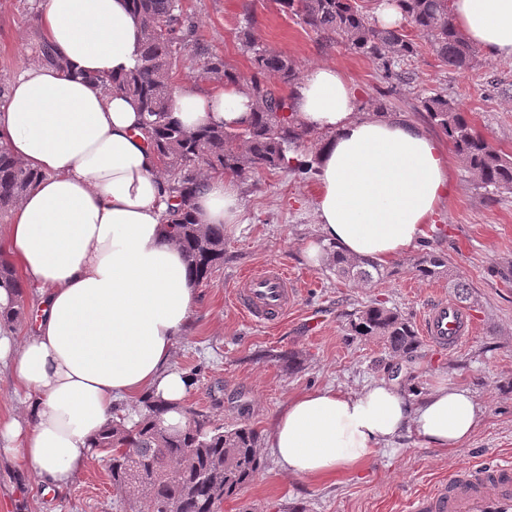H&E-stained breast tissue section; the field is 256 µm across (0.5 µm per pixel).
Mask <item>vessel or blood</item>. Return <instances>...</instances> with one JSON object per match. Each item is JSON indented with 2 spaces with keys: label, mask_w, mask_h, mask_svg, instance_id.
Listing matches in <instances>:
<instances>
[{
  "label": "vessel or blood",
  "mask_w": 512,
  "mask_h": 512,
  "mask_svg": "<svg viewBox=\"0 0 512 512\" xmlns=\"http://www.w3.org/2000/svg\"><path fill=\"white\" fill-rule=\"evenodd\" d=\"M297 296V283L287 270L266 265L240 277L232 302L251 322L272 326L287 314ZM419 327L442 350L458 348L475 332L473 315L445 298L426 306ZM405 512H512V459L492 461L476 474L467 469L450 475L409 500Z\"/></svg>",
  "instance_id": "b4317fda"
}]
</instances>
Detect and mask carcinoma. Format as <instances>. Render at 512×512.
I'll list each match as a JSON object with an SVG mask.
<instances>
[{
  "label": "carcinoma",
  "instance_id": "1",
  "mask_svg": "<svg viewBox=\"0 0 512 512\" xmlns=\"http://www.w3.org/2000/svg\"><path fill=\"white\" fill-rule=\"evenodd\" d=\"M283 11L329 44H343L352 52L377 61L386 84L385 94L410 83L401 63L418 52L408 29L424 37L449 69L466 72L479 64L480 51L453 22L448 0H395L403 22L382 28L357 0H279ZM140 24L142 46L135 67L123 78L99 82L134 98L143 114L144 134L156 153L167 182L170 208L165 231L177 243L186 264L200 280L224 263V226L196 222L192 200L213 174L246 179L259 170H284L300 180L315 174L313 161L290 160L306 129L289 114L282 88L300 80L296 63L286 55L260 45L251 33L252 17L241 27L239 45L250 55L253 72L244 90L254 105L253 121L242 128L204 127L195 137H183V126L170 112L173 75L184 51L195 47L203 55L204 79L222 84L240 77L224 57L212 53L195 37L181 0H130ZM39 61L63 66L53 46L40 40L35 47ZM418 108L429 122L452 142L456 155L477 186L489 195L512 190V155L503 152L474 127L460 102L442 92L418 96ZM41 174L15 159L0 146V216L18 200ZM336 274L354 282L393 275L377 262L343 255L325 246ZM448 267V258L437 251L419 256L411 266L422 280H433ZM0 284L23 288L15 266L0 254ZM352 336L380 337L392 353L408 356L420 341L399 311L373 303L351 314ZM193 424L172 430L163 425L166 409L151 400L143 402L139 420L129 424L112 420L95 436L94 451L106 455L112 483L129 493L144 512H215V509L261 470L260 434L248 425L225 427L210 415L188 406Z\"/></svg>",
  "mask_w": 512,
  "mask_h": 512
}]
</instances>
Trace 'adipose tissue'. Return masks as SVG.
I'll return each mask as SVG.
<instances>
[{
  "instance_id": "adipose-tissue-1",
  "label": "adipose tissue",
  "mask_w": 512,
  "mask_h": 512,
  "mask_svg": "<svg viewBox=\"0 0 512 512\" xmlns=\"http://www.w3.org/2000/svg\"><path fill=\"white\" fill-rule=\"evenodd\" d=\"M452 18L488 59L512 60V0H453ZM39 27L62 67L28 65L0 101V144L41 175L0 237L40 309L24 339L0 327V371L23 408L0 422V460L47 492L70 486L93 457V436L109 420L137 418L143 397L167 406L166 425L182 426L191 381L171 359L198 280L164 231L167 186L138 106L100 83L137 63L129 0H42ZM291 103L297 122L323 136L308 261L326 262L328 243L381 264L414 248L452 192L436 140L405 118L359 112L356 88L332 65L306 69ZM171 112L191 131L253 116L236 83L179 90ZM192 208L202 224L239 223L236 181L209 177ZM480 415L461 386L414 403L397 381L375 380L357 393L327 387L291 400L265 446L288 474L322 477L406 432L431 448L461 447Z\"/></svg>"
}]
</instances>
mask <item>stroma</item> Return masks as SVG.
Masks as SVG:
<instances>
[{
	"label": "stroma",
	"mask_w": 512,
	"mask_h": 512,
	"mask_svg": "<svg viewBox=\"0 0 512 512\" xmlns=\"http://www.w3.org/2000/svg\"><path fill=\"white\" fill-rule=\"evenodd\" d=\"M39 0H0V81L12 83L24 64L34 62L41 36ZM202 43L231 65L241 79L252 66L239 49L245 14L254 18L255 39L288 55L298 68L336 66L361 94L360 109L379 110L425 124L415 109L419 94L441 91L458 100L474 126L504 152L512 153V61L483 60L460 74L448 69L420 44L406 64L409 85L384 97L375 61L340 45H329L281 11L277 0H184ZM430 135L448 157L453 186L423 243L392 262L390 276L357 284L336 277L329 264L310 265L305 244L317 237L316 181L290 173L263 171L241 181L242 223L224 229V263L199 282L191 321L179 336L173 364L187 372L200 368L185 403L226 426L247 424L268 436L288 402L309 391L333 386L357 392L379 379H400L410 400L436 386L468 388L482 408L479 426L462 447L442 450L410 434L395 454L379 453L353 469L319 479L290 475L262 451L254 481L222 503L219 512H404L406 502L460 467L512 454V192L488 197L465 172L447 136ZM433 249L448 257L449 275L417 278L410 263ZM276 264L301 283L303 291L287 318L275 328L242 319L230 303L246 270ZM472 286L467 309L478 321L475 335L452 351L421 341L413 357L391 353L382 339L348 333V319L374 302L397 309L410 323L438 297L457 299L449 278ZM296 352L298 368L285 371L279 355ZM125 492L112 484L106 463L92 458L73 484L60 493L38 491L28 475L0 463V512H132Z\"/></svg>",
	"instance_id": "stroma-1"
}]
</instances>
